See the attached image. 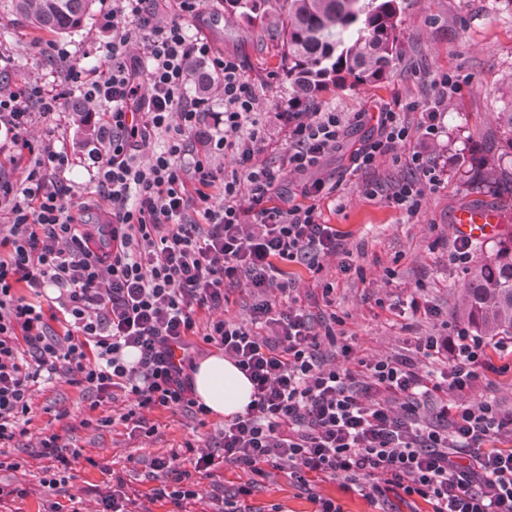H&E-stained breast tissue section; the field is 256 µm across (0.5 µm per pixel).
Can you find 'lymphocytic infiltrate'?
<instances>
[{
  "label": "lymphocytic infiltrate",
  "instance_id": "lymphocytic-infiltrate-1",
  "mask_svg": "<svg viewBox=\"0 0 512 512\" xmlns=\"http://www.w3.org/2000/svg\"><path fill=\"white\" fill-rule=\"evenodd\" d=\"M202 5L176 0L160 22L156 0H112L102 14L112 40L100 65L74 63L61 85L0 96V134L16 144L31 112L62 111L67 87L81 92L85 111L101 114L88 151L86 206L95 223L68 206L69 158L53 144L19 183L0 181V200L9 204L8 230L0 232V447L27 434L34 387L60 376L101 399L123 390L133 403L122 419L136 425L161 407L208 414L192 386L194 352L204 343L222 349L253 385L245 412L224 423L225 461L257 476L268 465L284 469L300 483L309 472L339 477L374 504L400 492L432 512H512V448L491 445L512 428V415L482 402L444 404L423 417L429 378L414 356L366 363L370 381L360 383L319 357V336L303 313H282L267 298L268 289L288 291L284 264L315 268L335 253L337 233L319 203L337 187L310 173L364 115L279 104L281 163L259 162L274 139L257 87L238 57L190 35ZM138 44L144 53L135 52ZM197 65L221 87L223 111L188 95ZM432 84L429 104L405 106L421 111L427 140L441 135L443 106L457 89L445 74ZM401 113L381 112L350 165L368 169L404 149L417 178L394 201L413 215L441 170L412 147ZM213 153L230 155L231 168L214 169ZM288 172L308 177L302 203L291 206L275 200ZM228 280L258 293L249 320L200 322L199 310L223 307ZM48 286L58 291L59 332L41 303ZM415 351L445 361L451 392L470 387L486 365L485 342L462 332L453 343L424 337ZM213 461L200 453L188 471L178 454L155 459L169 479L151 489L152 500L179 507L195 499L192 475Z\"/></svg>",
  "mask_w": 512,
  "mask_h": 512
}]
</instances>
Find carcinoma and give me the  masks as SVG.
Masks as SVG:
<instances>
[{
	"label": "carcinoma",
	"mask_w": 512,
	"mask_h": 512,
	"mask_svg": "<svg viewBox=\"0 0 512 512\" xmlns=\"http://www.w3.org/2000/svg\"><path fill=\"white\" fill-rule=\"evenodd\" d=\"M42 31L78 28L94 0H13ZM406 0H224V12L264 19L279 5L290 99L306 101L330 86L381 80L400 53ZM468 319L483 336L512 337V235L500 239L466 288Z\"/></svg>",
	"instance_id": "carcinoma-1"
}]
</instances>
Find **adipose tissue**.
<instances>
[{
  "instance_id": "obj_1",
  "label": "adipose tissue",
  "mask_w": 512,
  "mask_h": 512,
  "mask_svg": "<svg viewBox=\"0 0 512 512\" xmlns=\"http://www.w3.org/2000/svg\"><path fill=\"white\" fill-rule=\"evenodd\" d=\"M195 394L217 417L245 412L253 388L231 360L215 354L201 360L193 376Z\"/></svg>"
}]
</instances>
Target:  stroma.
<instances>
[{
  "label": "stroma",
  "instance_id": "stroma-1",
  "mask_svg": "<svg viewBox=\"0 0 512 512\" xmlns=\"http://www.w3.org/2000/svg\"><path fill=\"white\" fill-rule=\"evenodd\" d=\"M190 32L209 40L219 52L241 58L246 78L258 87L263 111L273 112L276 104L287 101L282 43L262 21L228 17L224 0H209L202 21ZM41 37V31L14 13L11 0H0V52L8 59L0 69V95L60 82L65 66L43 60ZM111 38L95 9L79 28L56 40L69 51L71 61L91 67ZM399 39L401 53L386 79L333 88L315 99L323 111L362 112L366 118L348 129L343 149L326 154L316 171L317 177L339 184L335 195L319 203L323 221L340 233L335 256L322 258L317 272L296 263L287 267L296 306L312 325L321 326L334 316L340 321L336 344L327 350L329 362L353 369L362 359L412 353L420 338L453 339L468 328L465 288L497 237L472 241L469 262L454 263L458 232L453 217L459 208L493 206L503 215L502 233H512V181L487 182L480 165L481 158L497 153L505 137L499 113L512 110V0H417L401 17ZM442 73L462 85L448 98L442 135L421 140L416 134L421 114L403 112L414 131L413 144L445 170L442 181L426 191L417 214L410 216L393 203L392 194L413 179V172L388 156L371 170L354 171L349 154L376 133L383 108L403 111L407 102L430 100L431 80ZM25 137L32 151L21 153L0 144V180H19L23 166L34 159V149L54 142L73 160L67 177L74 193L67 202L72 212H80L89 186L86 145L93 138V124L81 109L79 92L71 93L63 113H32ZM369 184L377 186L375 196L365 194ZM345 262L350 265L346 271L341 268ZM414 294L435 308V315L405 313L402 304ZM346 344L353 349L348 357L342 353ZM487 354L488 369L471 388L450 398L464 404L489 401L511 413L512 339L489 342ZM94 399L64 378L35 388L28 433L7 451L18 467L0 470V486L26 491L25 497L7 502L8 512H52L58 505L64 512L74 505L82 512H97L100 495L111 492L117 475L124 478V491L135 500L138 512H173L171 504L149 497L150 489L165 479L153 460L174 452L184 457L192 448H215L224 427L223 419L212 415L200 419L157 409L146 413L142 428L134 431L121 420L129 404L123 392L101 405ZM106 416L111 424H103ZM52 433L82 453L72 464V479L53 487L43 482L46 461L38 455L41 438ZM212 471V477L200 479L197 497L184 505L186 512H214L215 491L230 494L247 483L252 493L241 500L246 512H269L275 504L281 512H313V492L336 499L343 512H427L416 496L392 494L385 503L371 504L345 490L341 480L321 473L307 474L303 486L292 482L284 469L270 467L255 478L220 455Z\"/></svg>",
  "mask_w": 512,
  "mask_h": 512
}]
</instances>
